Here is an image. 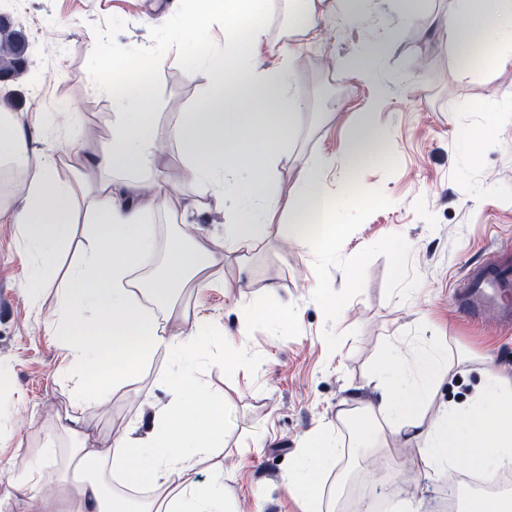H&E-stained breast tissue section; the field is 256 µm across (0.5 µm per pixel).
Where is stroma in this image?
Instances as JSON below:
<instances>
[{"label":"stroma","instance_id":"1","mask_svg":"<svg viewBox=\"0 0 512 512\" xmlns=\"http://www.w3.org/2000/svg\"><path fill=\"white\" fill-rule=\"evenodd\" d=\"M193 0H0L31 47L25 76L0 91V110L22 124L27 149L47 155L84 141L105 143L112 96L99 82L110 53L155 61L143 74L152 91L158 130L177 123L200 101L209 76L195 68L191 48L224 50L221 23L203 32L169 29ZM462 0H425L403 17L393 0H367L364 23L326 24L302 42L293 72L300 120L275 189L287 197L302 166L324 162L326 190L345 232L333 252L270 237L209 271L206 286H185L168 319L170 333L187 332L194 316L208 320L218 341L200 364L211 393L224 398V448L197 466L210 486L224 471L231 512H303L283 478L307 463L306 437L323 430L339 444L328 489L364 486L377 512H394L404 478H412L416 512H442L448 479L428 470L417 448L392 439L367 443L355 420L339 409L380 404L400 386L386 358L395 349L435 348L447 357L436 378L429 414L464 403L481 383L485 362L512 378V322L463 316L458 285L467 271L495 260L512 263V67L461 77L444 35ZM397 35H390V28ZM383 40L376 81L356 68L369 43ZM485 111H478V104ZM377 132L370 156L353 174L342 166L348 138L364 115ZM493 122V138L474 141ZM162 208L150 217L153 257L140 270L152 278L170 241L203 234L221 239L224 214L209 191L187 181L178 147L156 155ZM31 262L14 224L0 223V497L12 512H29L11 482L53 443L58 461L77 444L62 428L71 413L72 384L65 351L53 334L56 284L32 290ZM342 300L331 310L327 299ZM268 302L291 320L274 329L248 321L247 307ZM246 349L247 361L234 357ZM178 358L157 353L140 380L116 390L107 407L85 406V429L100 447L128 433L145 435L148 406L177 399L171 381Z\"/></svg>","mask_w":512,"mask_h":512}]
</instances>
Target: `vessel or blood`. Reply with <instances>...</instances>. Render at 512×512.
<instances>
[{"instance_id":"vessel-or-blood-1","label":"vessel or blood","mask_w":512,"mask_h":512,"mask_svg":"<svg viewBox=\"0 0 512 512\" xmlns=\"http://www.w3.org/2000/svg\"><path fill=\"white\" fill-rule=\"evenodd\" d=\"M458 301L473 320L487 315L512 318V266L495 262L470 270Z\"/></svg>"}]
</instances>
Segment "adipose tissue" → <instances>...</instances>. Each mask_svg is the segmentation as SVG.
Listing matches in <instances>:
<instances>
[{"label": "adipose tissue", "mask_w": 512, "mask_h": 512, "mask_svg": "<svg viewBox=\"0 0 512 512\" xmlns=\"http://www.w3.org/2000/svg\"><path fill=\"white\" fill-rule=\"evenodd\" d=\"M297 2L301 36L314 39L331 18L359 19L364 0ZM464 3L463 11L449 15L445 24L460 55L491 44L496 52L483 60V67H511L512 0ZM269 5L270 0H195L180 20L181 27L190 29H206L217 20L224 25L223 56L197 54L209 74L205 97L168 132L185 159L187 179L209 190L224 211L223 251L202 237L187 248L174 244L161 278L141 283L135 277L156 243L144 216L160 206L155 190L158 129L150 90L138 80L150 68L149 60L113 54L103 81L125 89L112 95L115 111L105 146L84 143L32 161L23 128L12 124L0 130V162L12 164L24 187L19 207H0V222L20 226L33 257V286L55 276L62 252L71 243L79 245L77 258L63 273L55 330L73 368L77 402L106 404L115 390L136 381L156 352L184 361L173 380L184 399L153 412L146 439L127 435L103 449L85 434L80 416H69L70 429L83 436L73 459L97 464L98 471L69 479L54 449H44L14 477L30 490L33 512H228L226 493L203 488L195 478L198 459L224 444L223 407L197 375L198 361L215 337L200 316L186 335H173L157 313L167 308L177 288L191 280L205 285L212 266L272 233L324 254L342 233L321 167H303L287 203L271 191L300 107L291 79L296 46L266 40ZM268 102L274 111H262ZM64 163L71 169L66 180L58 174ZM89 307L95 311L91 320L84 315ZM444 365L436 351L397 358L393 373L403 393L389 404L387 425L361 419L357 426L366 438L377 439L386 431L398 443L422 448L434 473L465 462L485 483H494L501 470L512 467V379L486 365L483 382L466 406L447 407L429 419L425 404ZM144 445L152 450L146 463L137 453ZM306 448L323 459V468L290 472L285 482L306 502L307 512H322L325 477L337 464V447L317 431L308 436ZM111 476L130 488L150 486L151 493L114 497L106 489Z\"/></svg>", "instance_id": "ef3b65f1"}]
</instances>
